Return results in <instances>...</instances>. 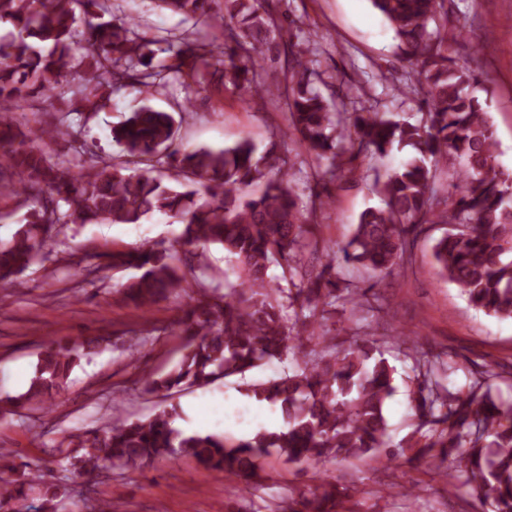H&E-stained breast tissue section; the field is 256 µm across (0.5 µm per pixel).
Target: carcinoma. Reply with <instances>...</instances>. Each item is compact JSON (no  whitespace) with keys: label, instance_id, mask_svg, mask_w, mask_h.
<instances>
[{"label":"carcinoma","instance_id":"obj_1","mask_svg":"<svg viewBox=\"0 0 512 512\" xmlns=\"http://www.w3.org/2000/svg\"><path fill=\"white\" fill-rule=\"evenodd\" d=\"M157 2L220 30L224 58H215L206 43L181 42L169 48L174 63L158 69L155 41L134 37L131 23L112 18L108 0H0V23L13 28L8 40H0V146L6 157L0 200L28 208L12 237L0 240V282L51 260L53 234L71 225L138 224L153 213L175 219L181 232L174 245L98 254L115 270L135 271L121 286L123 301L147 310L180 288L185 273H205L209 245L231 256L240 283L224 294L204 284L197 288L179 321L186 342L178 364L166 373H144L143 392L201 388L291 356L293 369L242 385L246 395L279 407L284 426L229 442L176 428L173 408L145 420H116L89 439L73 436L67 446L48 449L57 472L52 482L44 481L39 464L7 466L20 476L0 478V512H55L74 470H135L187 457L251 490L259 461L272 454L301 469L396 457L386 417L396 392L394 367L370 334L357 329L345 345L326 325L340 300L356 307L372 298L382 310L387 299L373 292V284L340 285L330 260L317 266L308 260L317 252L315 225L298 209L288 171L271 174L274 148L260 154L244 139L221 150L181 149L174 146V115L143 105L111 129L123 160H106L82 143L74 148V169L45 149L64 136L77 141L73 132L43 129L36 146L13 118L30 96L56 95L71 69L85 74L73 108L80 117L128 82L153 85L167 71L204 90L235 89L251 107L275 96L284 100L300 147L326 162L315 181L351 173L359 159L370 164L381 205L360 213L339 248L346 263L382 279L411 256L420 235L446 224L432 246L437 274L457 285L474 309L512 319V172L499 165L490 116L470 91L474 71L448 55L447 0H371L423 78L424 113L417 124L378 112L339 111L299 54L289 60L283 84L265 85L257 60L288 36L269 0H224L220 12L212 11L214 0ZM395 148L408 149L409 158L397 168L377 167ZM273 265L282 270L277 282L269 277ZM98 347L97 339L50 342L38 354L26 391L10 401L44 408L65 389L76 361ZM449 369L444 361L417 359L410 383L418 430L407 447L442 463L456 456L482 504L491 512H512V405L493 394V371L451 388L445 384ZM35 483L44 490L37 507L29 503ZM336 507L327 483L281 500L272 512Z\"/></svg>","mask_w":512,"mask_h":512}]
</instances>
